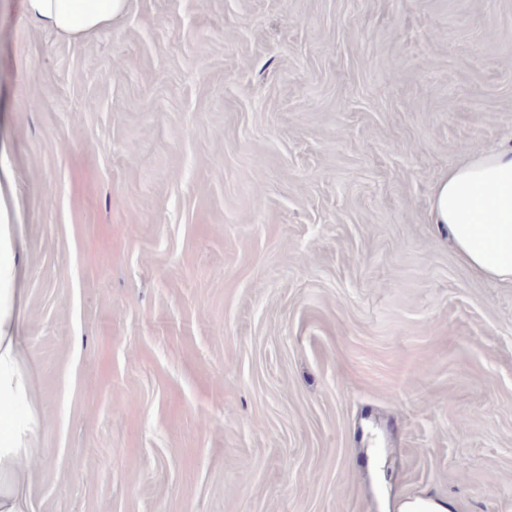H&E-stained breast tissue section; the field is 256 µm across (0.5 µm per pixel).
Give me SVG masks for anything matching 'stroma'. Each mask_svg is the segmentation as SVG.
Returning a JSON list of instances; mask_svg holds the SVG:
<instances>
[{"mask_svg":"<svg viewBox=\"0 0 512 512\" xmlns=\"http://www.w3.org/2000/svg\"><path fill=\"white\" fill-rule=\"evenodd\" d=\"M0 94L27 512H512V284L429 218L512 145V0H0ZM130 0H24L26 15L71 37L96 33L120 20ZM379 512H457L456 503L448 497L430 492L412 496H382L378 499Z\"/></svg>","mask_w":512,"mask_h":512,"instance_id":"stroma-1","label":"stroma"}]
</instances>
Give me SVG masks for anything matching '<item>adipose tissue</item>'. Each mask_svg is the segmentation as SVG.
I'll list each match as a JSON object with an SVG mask.
<instances>
[{
    "label": "adipose tissue",
    "mask_w": 512,
    "mask_h": 512,
    "mask_svg": "<svg viewBox=\"0 0 512 512\" xmlns=\"http://www.w3.org/2000/svg\"><path fill=\"white\" fill-rule=\"evenodd\" d=\"M129 0H24L26 15L71 37L96 33L120 20ZM0 141V512H24L23 465L34 456L35 415H18L15 405L30 396L22 365V291L18 250L20 208L9 198L11 169ZM431 219L445 232L460 259L477 272L512 282V147L474 152L451 168L433 190ZM380 512H456L455 502L429 492L382 496Z\"/></svg>",
    "instance_id": "ef3b65f1"
}]
</instances>
